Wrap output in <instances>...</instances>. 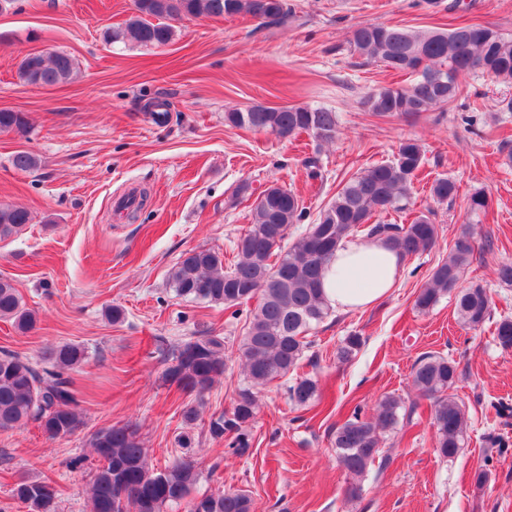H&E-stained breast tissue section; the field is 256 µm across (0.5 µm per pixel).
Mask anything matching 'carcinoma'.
Instances as JSON below:
<instances>
[{"label": "carcinoma", "mask_w": 512, "mask_h": 512, "mask_svg": "<svg viewBox=\"0 0 512 512\" xmlns=\"http://www.w3.org/2000/svg\"><path fill=\"white\" fill-rule=\"evenodd\" d=\"M288 0H134V15L124 26L104 32L106 42H131L160 47L175 36L172 22L183 18L248 15L262 25H280L288 20ZM353 52L367 63L414 76L402 87L383 86L363 101L367 111L380 118L416 117L432 108L443 109L465 92L462 75L481 71L493 80L512 82V35L482 24L459 25L452 29L415 31L385 23L358 26L350 40ZM18 76L26 84L56 85L77 76L74 59L65 52L30 53L18 65ZM231 126L265 132L280 138L310 133L330 143L336 139V113L320 107L282 108L253 105L224 113ZM28 119L22 112L0 111V132H24ZM14 167L29 171L41 159L29 152L14 155ZM424 166V153L414 139L398 146L393 159L374 164L349 179L320 213L314 224L289 247L288 230L306 217L303 201L279 185L262 191L253 203L251 222L234 244L235 260L224 265V255L199 247L183 253L170 275L176 296L224 305L233 319L245 316L244 335L239 344L245 383L231 407L208 424L214 440L232 435V454L243 456L251 448V427L258 408V394L271 382L295 370L309 345V331L331 312L321 288L322 272L334 259L343 240L362 232L366 238L381 240L402 257L432 247L437 225L424 214L407 224H383L377 220L393 209L403 212L410 203V191ZM431 197L439 203L454 199L455 181L440 177L430 186ZM30 212L17 206L0 205V239L8 238L30 223ZM474 254L468 231L461 232L455 248L432 271L420 288L415 306L429 311L439 299L455 290L461 269ZM457 314L472 330L490 320L492 300L481 285L458 291ZM0 319L11 321L21 332L36 325V314L26 308L13 280L0 277ZM499 344L512 347V317L496 322ZM361 345L349 336L337 349V358L349 361ZM86 359L85 348L65 343L32 361L18 353L0 351V430L38 424L51 439L65 438L83 425L82 403L71 371ZM227 368L224 340L205 336L190 340L173 350L164 371L165 381L202 400ZM457 375L456 363L429 354L414 365L412 384L418 395L431 401L436 450L453 458L461 448L465 414L451 393ZM319 391L318 380L301 377L288 389L289 400L303 408L311 405ZM403 401L388 394L371 415L355 407L336 427L332 446L347 475L345 495L361 496L362 480L379 454L380 435L394 429L400 420ZM187 431L177 440L183 449L192 447L191 430L200 420L197 406L182 413ZM90 447L99 465L90 489L87 512H166L172 505L189 500V512H254L249 494L227 490L192 496L200 471L188 456H177L162 469L148 460L137 429L113 425L97 431ZM136 486L137 492L123 496L118 482ZM11 496L27 512H57L54 488L42 480L14 484Z\"/></svg>", "instance_id": "cac0c4a2"}]
</instances>
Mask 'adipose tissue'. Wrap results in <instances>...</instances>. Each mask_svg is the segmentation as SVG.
Instances as JSON below:
<instances>
[{
    "label": "adipose tissue",
    "instance_id": "adipose-tissue-1",
    "mask_svg": "<svg viewBox=\"0 0 512 512\" xmlns=\"http://www.w3.org/2000/svg\"><path fill=\"white\" fill-rule=\"evenodd\" d=\"M400 271V255L384 243L346 239L324 273L325 298L339 313L367 308L394 288Z\"/></svg>",
    "mask_w": 512,
    "mask_h": 512
}]
</instances>
